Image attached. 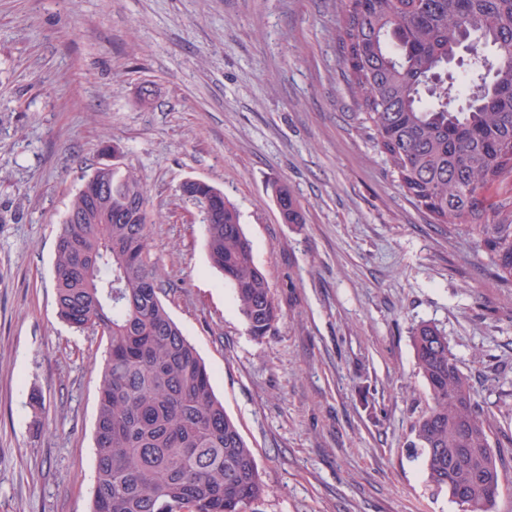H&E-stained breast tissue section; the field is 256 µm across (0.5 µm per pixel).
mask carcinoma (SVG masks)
Instances as JSON below:
<instances>
[{
	"mask_svg": "<svg viewBox=\"0 0 512 512\" xmlns=\"http://www.w3.org/2000/svg\"><path fill=\"white\" fill-rule=\"evenodd\" d=\"M337 39L363 124L405 195L469 236L511 285L512 205L489 191L512 174V0H344ZM461 49L466 94L448 79ZM273 190L288 223H303L288 187ZM202 195L214 211L209 264L262 338L280 308L236 207L208 182ZM490 211L497 220L480 223ZM54 280L60 319L108 339L90 512H254L265 486L253 451L161 300L147 193L133 172L98 167L73 196ZM411 343L432 400L412 441L427 479L470 512H488L500 476L474 390L438 326H416Z\"/></svg>",
	"mask_w": 512,
	"mask_h": 512,
	"instance_id": "obj_1",
	"label": "carcinoma"
}]
</instances>
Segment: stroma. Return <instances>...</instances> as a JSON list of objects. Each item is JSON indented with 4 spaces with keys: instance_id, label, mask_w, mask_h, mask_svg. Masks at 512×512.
<instances>
[{
    "instance_id": "obj_1",
    "label": "stroma",
    "mask_w": 512,
    "mask_h": 512,
    "mask_svg": "<svg viewBox=\"0 0 512 512\" xmlns=\"http://www.w3.org/2000/svg\"><path fill=\"white\" fill-rule=\"evenodd\" d=\"M341 18L340 0H0V512L91 510L107 340L59 318L54 262L83 176L112 163L146 188L162 301L254 453L256 512H468L409 447L424 322L476 391L502 450L492 512H512V287L394 181ZM189 178L240 214L282 311L267 336L209 264ZM276 178L304 223L282 222Z\"/></svg>"
}]
</instances>
